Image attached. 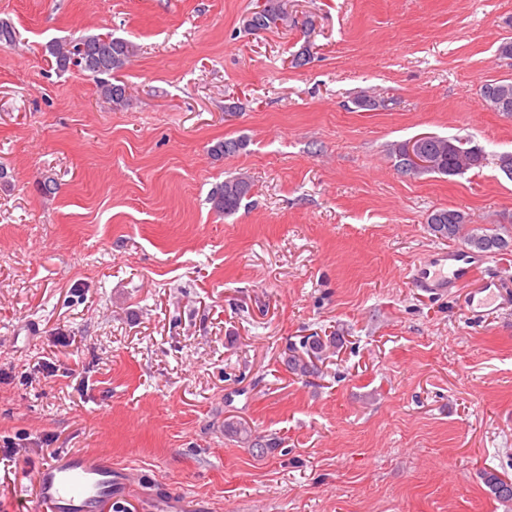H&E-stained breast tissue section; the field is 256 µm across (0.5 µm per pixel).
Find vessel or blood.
<instances>
[{
	"label": "vessel or blood",
	"instance_id": "obj_1",
	"mask_svg": "<svg viewBox=\"0 0 512 512\" xmlns=\"http://www.w3.org/2000/svg\"><path fill=\"white\" fill-rule=\"evenodd\" d=\"M485 261V256L467 249H438L408 269L407 276L416 287L434 294L474 283L467 305L483 316L512 303L497 281L478 279ZM35 483L41 512H106L113 500L126 494L131 477L114 474L110 457L67 452L40 469Z\"/></svg>",
	"mask_w": 512,
	"mask_h": 512
}]
</instances>
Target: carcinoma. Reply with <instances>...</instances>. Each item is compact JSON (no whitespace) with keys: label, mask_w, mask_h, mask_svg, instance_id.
I'll list each match as a JSON object with an SVG mask.
<instances>
[{"label":"carcinoma","mask_w":512,"mask_h":512,"mask_svg":"<svg viewBox=\"0 0 512 512\" xmlns=\"http://www.w3.org/2000/svg\"><path fill=\"white\" fill-rule=\"evenodd\" d=\"M280 4V0H266L264 8L251 13L246 27L254 32L264 31L279 26H297ZM137 47L122 38L110 35L81 36L73 46L55 44L50 53L55 59L56 68L66 72L73 67L97 80V87L103 99L118 108L126 101V87L112 82V76L122 70L135 56ZM482 100L496 112H512V81L502 80L485 84L480 90ZM354 104L365 111L383 110L388 100L380 95L366 93L358 95ZM247 147L243 138L226 139L211 147L210 152L216 156H233ZM434 156L435 166L431 174L454 177L467 171L482 167L484 155L474 152L469 143L457 139L441 138L436 143L426 145ZM252 182L240 174L224 180L211 194L213 208L225 215L238 211L241 203L250 194ZM428 228L433 235L441 239L458 241L465 247L479 253L496 254L512 248V228L502 224L491 228H477L469 223L467 216L459 211L436 208L427 217ZM224 431L249 443L253 448L274 450L280 446L277 438L258 439L252 437L250 427L241 421L224 424ZM486 486L493 495L504 502L512 501V482L502 479L497 473H483Z\"/></svg>","instance_id":"carcinoma-1"}]
</instances>
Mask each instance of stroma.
<instances>
[{
	"instance_id": "1",
	"label": "stroma",
	"mask_w": 512,
	"mask_h": 512,
	"mask_svg": "<svg viewBox=\"0 0 512 512\" xmlns=\"http://www.w3.org/2000/svg\"><path fill=\"white\" fill-rule=\"evenodd\" d=\"M261 2L0 0V512H37L52 452L138 473L112 512H512L482 480L512 482V307L404 276L449 245L434 209L512 225V116L480 97L512 80V0H283L296 26L248 32ZM92 34L138 47L122 107L48 51ZM425 133L482 167L401 176L391 144ZM310 336L340 342L302 376ZM252 186L250 179L243 174L225 179L224 184L217 187L211 194L210 201L213 208L224 215L234 214L250 194ZM224 431L229 432L244 440L247 443H250L252 448H262V450H275L279 448L280 442L277 437H271L267 439H252V434L250 427L247 423L241 421H231L227 422L224 425Z\"/></svg>"
}]
</instances>
